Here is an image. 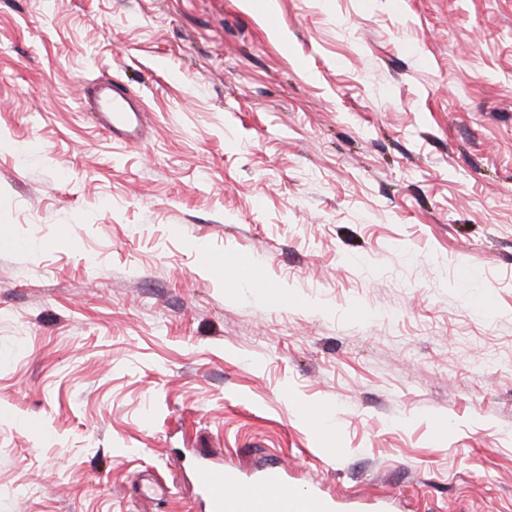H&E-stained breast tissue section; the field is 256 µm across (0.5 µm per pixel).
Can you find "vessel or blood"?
<instances>
[{
    "mask_svg": "<svg viewBox=\"0 0 512 512\" xmlns=\"http://www.w3.org/2000/svg\"><path fill=\"white\" fill-rule=\"evenodd\" d=\"M87 109L95 111L105 131L129 141L139 139L142 131L141 108L131 105L126 90L106 82L98 84ZM235 270L239 277L255 288L266 287L262 267L244 259ZM199 489L208 512H329L326 498L315 490L293 489L282 467L270 466L252 481L225 467L223 461L205 459L195 471Z\"/></svg>",
    "mask_w": 512,
    "mask_h": 512,
    "instance_id": "obj_1",
    "label": "vessel or blood"
}]
</instances>
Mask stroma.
<instances>
[{"instance_id":"1","label":"stroma","mask_w":512,"mask_h":512,"mask_svg":"<svg viewBox=\"0 0 512 512\" xmlns=\"http://www.w3.org/2000/svg\"><path fill=\"white\" fill-rule=\"evenodd\" d=\"M208 456L512 512V0H0V512H203ZM96 94L82 102V110H94L105 131L112 137L129 141L141 137V108L129 103L131 97L120 86L106 82L95 86ZM235 270L239 277L254 288H269L262 267L255 261L244 259L237 263Z\"/></svg>"}]
</instances>
